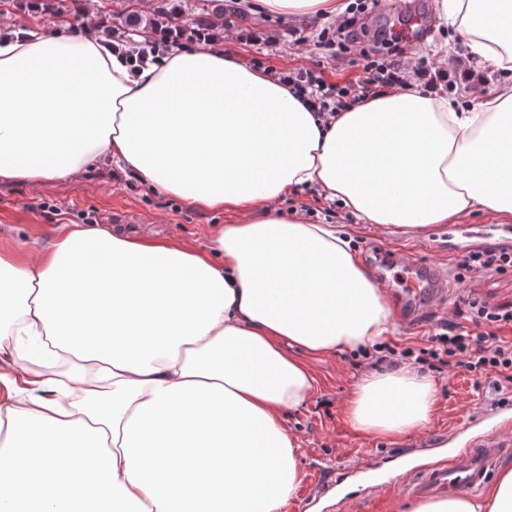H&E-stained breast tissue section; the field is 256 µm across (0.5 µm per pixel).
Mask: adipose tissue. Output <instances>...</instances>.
Segmentation results:
<instances>
[{"label":"adipose tissue","mask_w":512,"mask_h":512,"mask_svg":"<svg viewBox=\"0 0 512 512\" xmlns=\"http://www.w3.org/2000/svg\"><path fill=\"white\" fill-rule=\"evenodd\" d=\"M469 52L512 70V0H438ZM336 16L341 0H255ZM186 207L234 211L209 248L61 227L0 250V355L18 337L79 360L64 389L0 368V506L9 512H282L302 481L285 411L317 390L291 345L333 355L389 335L383 290L340 231L277 199L316 189L406 233L475 209L512 222V82L478 107L420 86L327 122L223 47L137 65L94 27L0 34V182L103 163ZM434 382L372 372L345 408L367 434L430 420ZM221 463L223 481L211 478ZM413 512H512V468L480 499Z\"/></svg>","instance_id":"obj_1"}]
</instances>
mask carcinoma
<instances>
[{
	"instance_id": "cac0c4a2",
	"label": "carcinoma",
	"mask_w": 512,
	"mask_h": 512,
	"mask_svg": "<svg viewBox=\"0 0 512 512\" xmlns=\"http://www.w3.org/2000/svg\"><path fill=\"white\" fill-rule=\"evenodd\" d=\"M27 2L29 10L60 18L70 12L68 0H0V15L11 13L14 9ZM184 0H160V5L154 14L146 16L136 9L112 15L104 14L107 34H116L127 42L137 46V51L143 47L160 41L167 42L183 36H189L202 42H208L216 30L224 29V20L240 17V11L233 5H224V0H200L192 8L190 17H185ZM153 35L154 40L144 39L137 42L134 37ZM29 366L36 372L48 373L63 368L60 361L49 355H37L32 358Z\"/></svg>"
}]
</instances>
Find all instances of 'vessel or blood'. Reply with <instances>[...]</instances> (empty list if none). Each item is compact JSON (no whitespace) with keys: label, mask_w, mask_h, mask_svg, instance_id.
Masks as SVG:
<instances>
[{"label":"vessel or blood","mask_w":512,"mask_h":512,"mask_svg":"<svg viewBox=\"0 0 512 512\" xmlns=\"http://www.w3.org/2000/svg\"><path fill=\"white\" fill-rule=\"evenodd\" d=\"M397 261L414 278L413 285L399 291L395 299L401 320L418 321L426 309L447 303L454 292V282L446 272L411 254L398 255ZM511 447L512 436L503 439L498 431H484L456 457L424 467L418 479L404 484L403 491L420 498L478 491L490 476L494 458L501 449Z\"/></svg>","instance_id":"vessel-or-blood-1"}]
</instances>
